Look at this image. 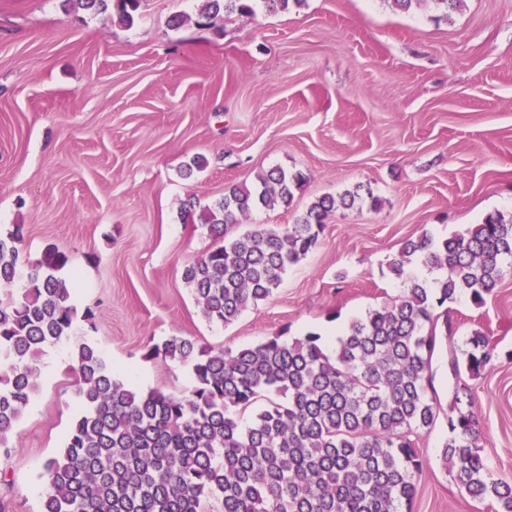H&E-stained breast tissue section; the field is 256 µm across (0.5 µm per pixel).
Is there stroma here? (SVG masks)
I'll return each mask as SVG.
<instances>
[{
  "instance_id": "35a3bbf8",
  "label": "stroma",
  "mask_w": 512,
  "mask_h": 512,
  "mask_svg": "<svg viewBox=\"0 0 512 512\" xmlns=\"http://www.w3.org/2000/svg\"><path fill=\"white\" fill-rule=\"evenodd\" d=\"M202 4L141 0L127 26L78 0H0V231L24 227L9 291L21 294L29 263L56 248L78 274L77 310L92 307L96 321L75 320L36 361L39 387L0 455L9 512L42 510L43 466L79 413L77 343L96 344L138 390L187 397L189 368L146 358L148 346L183 336L236 350L315 333L332 349L330 329L401 294L388 263L405 240L512 214V0H464L445 20L432 0L407 12L305 0L207 29L195 24ZM198 155L206 168L187 174ZM272 167L304 176L292 205L240 219L228 236L293 223L359 185L378 205L336 210L272 297L211 323L182 273L215 241L180 208ZM448 315L414 512H495L456 486L440 450L464 385L476 446L494 478L512 481V265L483 305L462 296ZM476 329L492 336L495 360L455 379L450 363Z\"/></svg>"
}]
</instances>
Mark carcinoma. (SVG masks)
<instances>
[{
    "instance_id": "carcinoma-1",
    "label": "carcinoma",
    "mask_w": 512,
    "mask_h": 512,
    "mask_svg": "<svg viewBox=\"0 0 512 512\" xmlns=\"http://www.w3.org/2000/svg\"><path fill=\"white\" fill-rule=\"evenodd\" d=\"M94 15L112 0H81ZM303 0H204L196 23L211 27L232 15L287 10ZM117 19L131 25L139 0H117ZM302 175L281 167L251 186L231 185L211 204L182 207L186 223L204 225L221 244L186 265L183 279L210 322L229 325L269 299L288 268L320 242L338 207L373 199L371 190L323 196L295 222L256 224L228 238L227 225L255 212L289 208ZM22 225L0 236V285L14 282ZM512 259V217L489 215L464 235L406 240L389 262L403 293L352 320L327 354L320 337L274 336L238 350L170 336L150 359L191 368L190 397L141 392L115 377L98 348L73 351L76 394L83 405L59 454L46 461L42 512H413L423 467L416 437L436 418L431 360L449 321L448 304L466 295L481 305ZM69 257L54 249L30 263L27 286L0 298V452L37 389L32 361L70 335L76 315L63 277ZM443 327H438V324ZM492 337L474 332L453 374L478 375L491 364ZM274 393L250 422L235 416ZM441 459L458 487L512 512V483L495 480L478 453V422L461 408L448 417Z\"/></svg>"
}]
</instances>
